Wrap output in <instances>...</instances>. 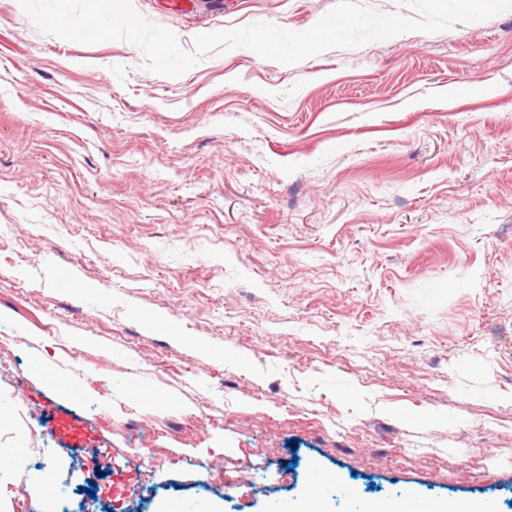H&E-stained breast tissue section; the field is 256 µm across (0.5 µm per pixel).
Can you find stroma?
<instances>
[{
  "label": "stroma",
  "instance_id": "35a3bbf8",
  "mask_svg": "<svg viewBox=\"0 0 512 512\" xmlns=\"http://www.w3.org/2000/svg\"><path fill=\"white\" fill-rule=\"evenodd\" d=\"M337 2L133 6L190 51ZM142 63L0 0V512L47 465L72 512H512V11Z\"/></svg>",
  "mask_w": 512,
  "mask_h": 512
}]
</instances>
